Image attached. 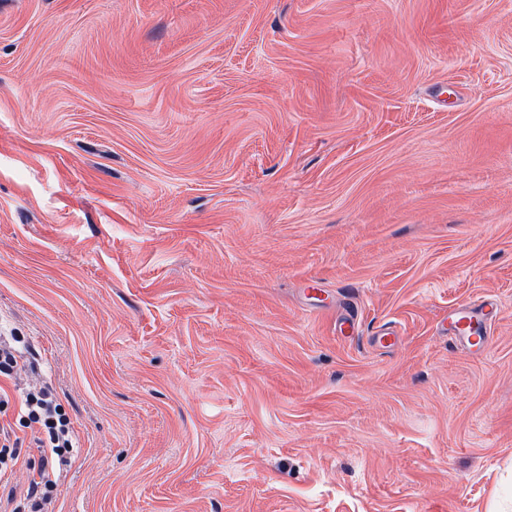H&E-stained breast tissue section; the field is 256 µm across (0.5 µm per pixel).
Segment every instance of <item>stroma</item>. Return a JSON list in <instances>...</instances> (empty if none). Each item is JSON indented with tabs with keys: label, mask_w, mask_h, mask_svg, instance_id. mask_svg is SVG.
<instances>
[{
	"label": "stroma",
	"mask_w": 512,
	"mask_h": 512,
	"mask_svg": "<svg viewBox=\"0 0 512 512\" xmlns=\"http://www.w3.org/2000/svg\"><path fill=\"white\" fill-rule=\"evenodd\" d=\"M0 329L54 512H512V0H0ZM490 304L455 308L442 321L443 329L470 350H480L487 346L489 336L485 324L493 320V309H486ZM27 353L24 336L0 333V486L12 483L24 443L15 427L22 426L36 447L43 448L37 469L26 463L33 474L22 494L24 508L51 512L61 473L77 453L78 438L53 387Z\"/></svg>",
	"instance_id": "35a3bbf8"
}]
</instances>
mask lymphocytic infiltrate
<instances>
[{"mask_svg":"<svg viewBox=\"0 0 512 512\" xmlns=\"http://www.w3.org/2000/svg\"><path fill=\"white\" fill-rule=\"evenodd\" d=\"M24 337L0 334V486L11 484L25 440L43 454L22 498L27 512H49L61 474L70 467L78 438L51 384L29 355ZM29 431L20 438L17 428Z\"/></svg>","mask_w":512,"mask_h":512,"instance_id":"obj_1","label":"lymphocytic infiltrate"}]
</instances>
